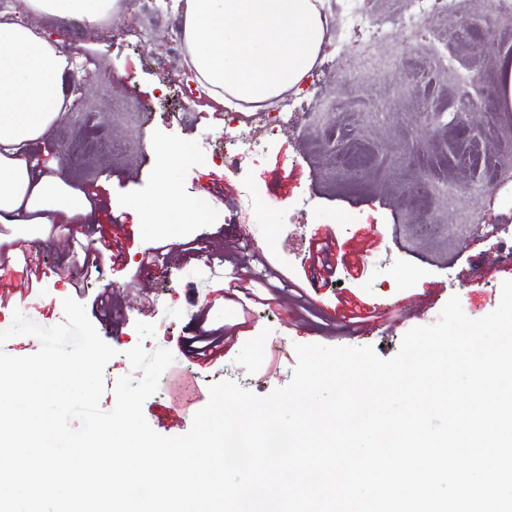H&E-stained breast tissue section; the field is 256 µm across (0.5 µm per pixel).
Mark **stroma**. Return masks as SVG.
<instances>
[{
  "label": "stroma",
  "instance_id": "35a3bbf8",
  "mask_svg": "<svg viewBox=\"0 0 512 512\" xmlns=\"http://www.w3.org/2000/svg\"><path fill=\"white\" fill-rule=\"evenodd\" d=\"M119 18L89 28L75 17L33 18L74 67L63 76L66 112L35 142L44 171L92 200L94 223H0V329L14 311L42 326L64 319L62 301L82 303L116 354L103 373L102 410L132 369L128 350H170L174 361L143 404L163 436L188 433L209 401L210 383L233 380L264 397L286 386L295 344L370 346L383 358L412 327L430 325L451 296L484 317L512 280V189L493 188L483 167L512 171V108L497 94L512 63V18L495 0H459L456 12L428 14L416 32L391 25L406 0H366L378 38L342 32L322 60L289 90L294 116L255 165L232 172L210 150L224 146L225 107L189 98L184 55L168 45L183 26L181 0L157 13L154 0H120ZM97 68L79 71L83 58ZM189 147L162 168L144 137ZM179 197L213 199L204 224L145 217L163 173ZM115 240L114 266L73 282L86 252ZM330 242L334 275L310 284L317 245ZM169 243L186 251L166 252ZM159 247L152 269L144 249ZM224 265V280L208 264ZM253 272L256 300H226L224 281ZM115 303L99 317L103 293ZM246 322L245 332L210 365L190 337ZM153 324L139 338L136 323Z\"/></svg>",
  "mask_w": 512,
  "mask_h": 512
}]
</instances>
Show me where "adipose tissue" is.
Listing matches in <instances>:
<instances>
[{
    "mask_svg": "<svg viewBox=\"0 0 512 512\" xmlns=\"http://www.w3.org/2000/svg\"><path fill=\"white\" fill-rule=\"evenodd\" d=\"M25 14L97 25L119 16L118 0H20ZM321 0H184L189 64L226 107L259 106L298 87L328 34ZM68 65L56 44L20 21L0 20V223L56 224L89 215L91 201L38 168L28 147L42 140L66 98Z\"/></svg>",
    "mask_w": 512,
    "mask_h": 512,
    "instance_id": "1",
    "label": "adipose tissue"
}]
</instances>
